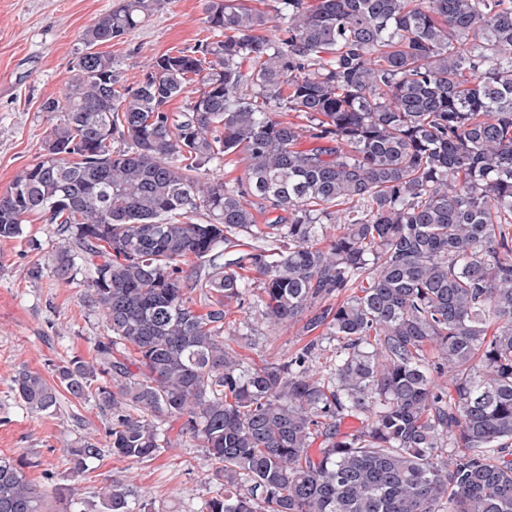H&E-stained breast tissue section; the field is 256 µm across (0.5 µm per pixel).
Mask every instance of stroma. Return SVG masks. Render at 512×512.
I'll list each match as a JSON object with an SVG mask.
<instances>
[{
  "label": "stroma",
  "instance_id": "1",
  "mask_svg": "<svg viewBox=\"0 0 512 512\" xmlns=\"http://www.w3.org/2000/svg\"><path fill=\"white\" fill-rule=\"evenodd\" d=\"M118 0H0V193L16 174L41 158L52 126L44 102L61 98L85 47L82 34ZM204 0H162L141 27L102 44L123 82H138L146 59L192 49L209 35ZM24 235L0 241V458L22 462L27 479L73 485V501L51 502L49 512H99V492L112 480L129 481L151 512H197L217 483L199 440L178 436L156 457L132 463L104 453L78 479H70L66 447L92 436L104 439L106 419L91 403L61 394L51 415L33 413L19 401L12 378L23 368L55 382V365L79 356L92 359L107 329L82 303V289L56 279L58 251L65 247L40 214L27 215ZM39 266V278L29 270ZM309 341L301 324L271 328L239 302L224 303V343L247 363L282 360Z\"/></svg>",
  "mask_w": 512,
  "mask_h": 512
}]
</instances>
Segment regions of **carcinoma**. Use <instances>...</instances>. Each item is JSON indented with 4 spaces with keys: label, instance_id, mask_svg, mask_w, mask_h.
<instances>
[{
    "label": "carcinoma",
    "instance_id": "obj_1",
    "mask_svg": "<svg viewBox=\"0 0 512 512\" xmlns=\"http://www.w3.org/2000/svg\"><path fill=\"white\" fill-rule=\"evenodd\" d=\"M160 2L119 0L84 30L42 106V159L0 194V239L45 216L68 243L55 276L84 273L108 330L92 361L55 368L60 386L132 462L181 422L219 485L201 512H512V0H277L272 27L247 0H205L211 36L127 86L95 47ZM232 155L244 177L210 175ZM196 290L214 298L201 314ZM226 299L317 336L246 366ZM12 384L32 412L60 405L37 372ZM347 416L362 427L340 431ZM102 452L67 446L71 478ZM46 479L1 459L0 512H44L64 491ZM100 497L146 512L124 481Z\"/></svg>",
    "mask_w": 512,
    "mask_h": 512
}]
</instances>
